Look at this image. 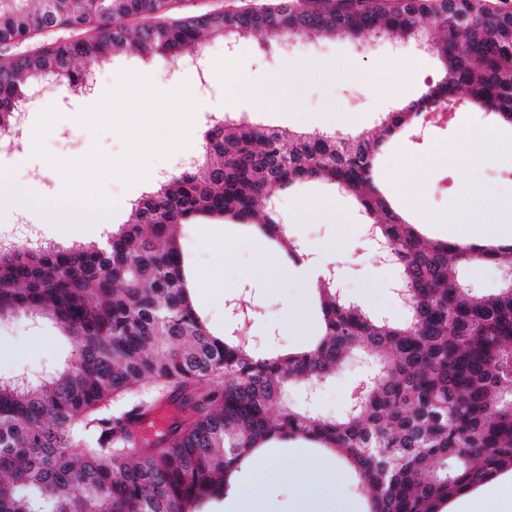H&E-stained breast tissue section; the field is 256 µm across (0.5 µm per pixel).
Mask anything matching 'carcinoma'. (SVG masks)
Here are the masks:
<instances>
[{"label":"carcinoma","mask_w":512,"mask_h":512,"mask_svg":"<svg viewBox=\"0 0 512 512\" xmlns=\"http://www.w3.org/2000/svg\"><path fill=\"white\" fill-rule=\"evenodd\" d=\"M171 0H0V43L48 28L81 37L0 57V135L48 81L77 90L82 59L130 49L145 63L201 59L202 37L276 44L313 34L361 46L420 38L441 74L380 132L278 130L225 116L203 131L202 156L136 200L128 220L88 247L0 253V321L49 318L70 360L37 383L0 382V512H203L259 448L304 440L358 477L366 512H438L512 468V282L474 299L460 268L512 270V246L429 241L376 178L384 145L438 109L467 102L512 127V0H270L231 14L168 17ZM322 181L354 199L389 245L407 319L368 314L327 275L319 335L307 349L257 357L217 336L189 286L183 227L206 215L248 221L299 259L261 203ZM380 370L339 418L283 404L292 383L325 381L352 355ZM282 404L277 414L271 407ZM167 427L136 428L162 405Z\"/></svg>","instance_id":"1"}]
</instances>
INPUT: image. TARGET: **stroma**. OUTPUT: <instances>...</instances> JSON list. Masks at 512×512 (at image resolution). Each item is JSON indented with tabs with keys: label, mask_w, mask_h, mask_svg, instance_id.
Here are the masks:
<instances>
[{
	"label": "stroma",
	"mask_w": 512,
	"mask_h": 512,
	"mask_svg": "<svg viewBox=\"0 0 512 512\" xmlns=\"http://www.w3.org/2000/svg\"><path fill=\"white\" fill-rule=\"evenodd\" d=\"M205 55L226 65L224 73L193 91L195 97L211 100L215 110L210 114L197 113L190 148L186 153L177 152L155 161L153 167L157 173L170 172L179 166L183 156L199 153L201 134L211 116H245L273 128L302 129L310 133L336 130L375 135L384 113L416 98L425 81L435 77L439 69L435 56L415 50L412 44L388 38L361 47L343 38L313 35L302 39L292 52L284 55L266 36L257 34L231 53L221 43H207ZM247 74L279 76L284 89L281 103L263 111L246 108L234 89ZM86 105L85 97L62 87L57 93L43 96L35 109L30 110L28 119L32 122L36 121L39 110L49 106L62 115L45 139L51 154L75 159L95 145L109 155L121 154L123 142L114 132L95 135L76 123V115ZM326 112L336 113V122L323 121ZM493 126L495 121L489 113L472 107L457 108L451 123L418 125L401 140L384 148L378 177L403 210L416 207L430 215H444L448 210L463 207L466 187L473 183L488 186L499 196H511L512 166L490 159L472 167L451 162L418 179L404 174L409 162L436 145L447 143L463 148ZM4 169L10 170L12 180L31 183L36 194L44 198H56L63 189L61 175L31 152L0 160V170ZM149 187L146 181L130 188L117 180L108 182L106 191L119 201V208L111 222L87 225L79 236H62L55 225L21 212L10 222H0V241L27 236L62 247L100 242L113 226L127 220L131 202ZM273 206L280 222L287 224L299 251H306L314 243L334 241L326 265L334 270L344 296L361 304L372 315L394 322L406 319L407 310L394 292L397 270L378 257L374 236L362 229V219L349 197L319 182L278 192ZM340 223L352 227L342 239L336 236V226ZM208 231L223 237L225 248L233 254L230 261L216 263L213 252L203 244ZM258 237L252 226L229 218L201 217L186 225L184 246L193 274H206L212 284L224 289L223 301L204 307L203 313L216 333L240 332L257 355L302 349L319 332L313 291L297 288L282 272L275 273L269 283L252 278L258 257L251 243ZM240 297L255 308L251 320L242 325L232 321L225 306L226 300ZM299 302L305 305L304 325L285 328V309ZM68 354L67 336L48 319L22 314L0 322V378L21 375L37 378L50 374L64 364ZM362 375V369L349 362L324 382L314 396H307L304 387L293 385L286 398L291 405H309L317 413L337 417L347 409L351 390Z\"/></svg>",
	"instance_id": "obj_1"
}]
</instances>
